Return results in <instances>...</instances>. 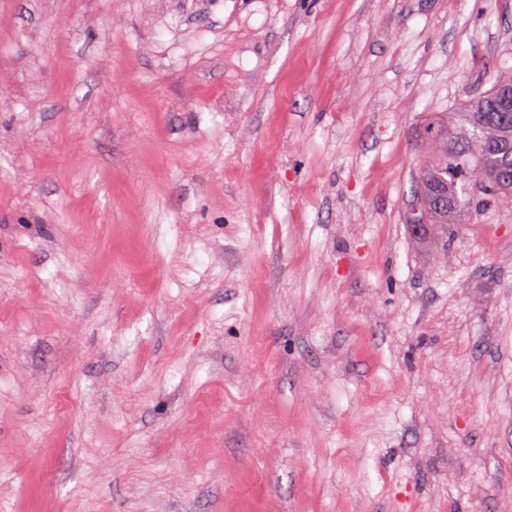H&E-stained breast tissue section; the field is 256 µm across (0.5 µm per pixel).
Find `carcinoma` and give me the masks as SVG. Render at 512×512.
Returning <instances> with one entry per match:
<instances>
[{
    "label": "carcinoma",
    "instance_id": "obj_1",
    "mask_svg": "<svg viewBox=\"0 0 512 512\" xmlns=\"http://www.w3.org/2000/svg\"><path fill=\"white\" fill-rule=\"evenodd\" d=\"M512 77L498 80L454 112H437L420 122L423 153L416 178V205L423 235L445 234L448 225L491 206L512 207V108L498 103V91ZM448 196V209L432 204Z\"/></svg>",
    "mask_w": 512,
    "mask_h": 512
}]
</instances>
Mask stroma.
<instances>
[{"label":"stroma","instance_id":"35a3bbf8","mask_svg":"<svg viewBox=\"0 0 512 512\" xmlns=\"http://www.w3.org/2000/svg\"><path fill=\"white\" fill-rule=\"evenodd\" d=\"M512 0H0V512H512V209L407 226Z\"/></svg>","mask_w":512,"mask_h":512}]
</instances>
